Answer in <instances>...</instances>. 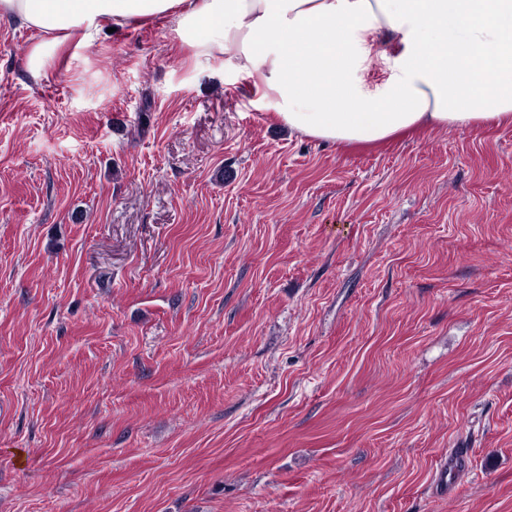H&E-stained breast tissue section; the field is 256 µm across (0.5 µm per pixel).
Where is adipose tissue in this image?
<instances>
[{"mask_svg": "<svg viewBox=\"0 0 512 512\" xmlns=\"http://www.w3.org/2000/svg\"><path fill=\"white\" fill-rule=\"evenodd\" d=\"M0 18L39 34L35 78L69 41L170 21L198 58L258 78L288 130L341 146L512 122V0H0Z\"/></svg>", "mask_w": 512, "mask_h": 512, "instance_id": "obj_1", "label": "adipose tissue"}]
</instances>
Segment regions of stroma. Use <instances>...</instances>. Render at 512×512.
Segmentation results:
<instances>
[{"mask_svg":"<svg viewBox=\"0 0 512 512\" xmlns=\"http://www.w3.org/2000/svg\"><path fill=\"white\" fill-rule=\"evenodd\" d=\"M38 40L0 20V512H512L511 123L340 147L170 24Z\"/></svg>","mask_w":512,"mask_h":512,"instance_id":"stroma-1","label":"stroma"}]
</instances>
